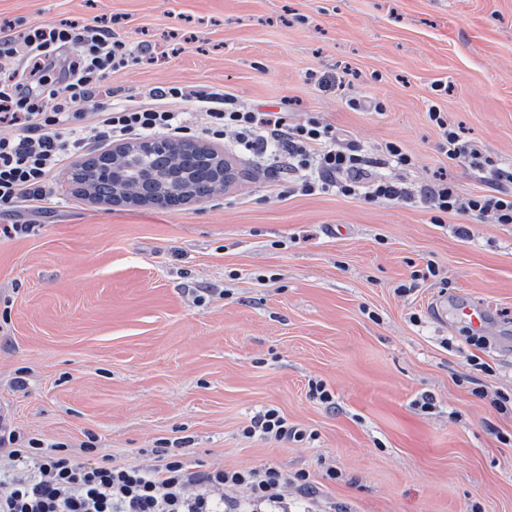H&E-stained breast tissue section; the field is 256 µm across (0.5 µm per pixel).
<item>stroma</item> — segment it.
I'll return each instance as SVG.
<instances>
[{
    "label": "stroma",
    "instance_id": "1",
    "mask_svg": "<svg viewBox=\"0 0 512 512\" xmlns=\"http://www.w3.org/2000/svg\"><path fill=\"white\" fill-rule=\"evenodd\" d=\"M97 18L167 53L108 77L113 106L215 88L295 122L317 114L372 155L398 143L413 165L383 176L485 189L440 152L434 104L512 166V0H0V24ZM359 96L383 111L346 106ZM217 148L237 180L200 203L95 201L74 157L46 211L0 215L32 227L0 241V409L75 456L91 434L122 465L165 445L202 470L303 471L336 512H512V410L489 399L512 396V355L490 350L493 374L473 370L464 329L432 314L472 299L512 333V224L462 236L461 217L435 224L416 205L282 197L263 160L230 138ZM430 263L440 279L413 280ZM319 381L335 408L311 398ZM268 408L304 440L246 436Z\"/></svg>",
    "mask_w": 512,
    "mask_h": 512
}]
</instances>
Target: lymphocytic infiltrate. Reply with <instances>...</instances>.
Listing matches in <instances>:
<instances>
[{
	"label": "lymphocytic infiltrate",
	"mask_w": 512,
	"mask_h": 512,
	"mask_svg": "<svg viewBox=\"0 0 512 512\" xmlns=\"http://www.w3.org/2000/svg\"><path fill=\"white\" fill-rule=\"evenodd\" d=\"M154 54L149 44L132 49L102 21L0 27V55L16 58L20 69L0 76V126L15 130L0 136V210L11 211L21 202L39 207L49 195L51 172L77 152L106 139L164 132L212 140L230 134L258 157L266 155L269 145L280 147V162L293 176L282 187L286 194L331 191L367 204L419 202L436 224L450 214L512 224V191L507 188L512 171L492 168L434 104L427 115L439 132L441 152L470 168L491 169L492 183L482 193L462 195L444 179L415 190L377 177L376 169L386 165H410V155L394 142L378 155H367L355 143L343 142L336 127L318 116L292 124L282 111L239 108L227 92L174 85L153 88L119 108L99 106L107 95V76ZM57 65L62 71L55 78L51 72ZM176 100L199 107L203 126L173 112ZM53 448L44 453L41 440L21 435L0 413V450L11 460L33 463L32 469L0 477V512H280L289 485L310 497L319 492L308 474L291 475L271 465L195 471L180 455L162 449L156 465L140 467L111 463L90 442L79 459L65 443Z\"/></svg>",
	"instance_id": "f902f5d3"
}]
</instances>
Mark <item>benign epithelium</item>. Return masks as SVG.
I'll list each match as a JSON object with an SVG mask.
<instances>
[{"mask_svg": "<svg viewBox=\"0 0 512 512\" xmlns=\"http://www.w3.org/2000/svg\"><path fill=\"white\" fill-rule=\"evenodd\" d=\"M71 178L94 199V189L112 187L107 203L164 206L171 194L179 204L200 202L198 183L215 195L235 179L232 165L214 147L199 141L153 137L116 143L100 154L90 171L75 168Z\"/></svg>", "mask_w": 512, "mask_h": 512, "instance_id": "obj_1", "label": "benign epithelium"}]
</instances>
